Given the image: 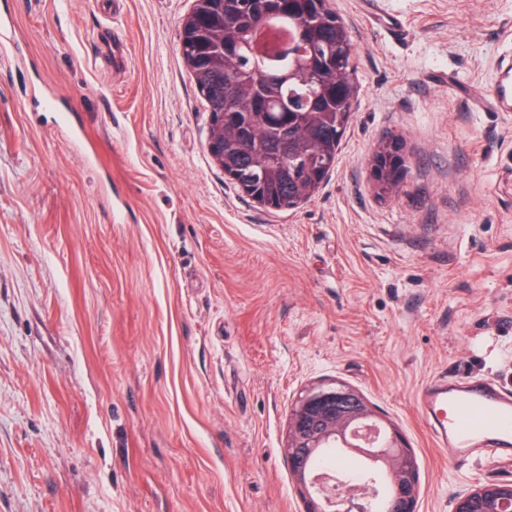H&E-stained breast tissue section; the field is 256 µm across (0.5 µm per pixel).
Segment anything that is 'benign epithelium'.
Returning a JSON list of instances; mask_svg holds the SVG:
<instances>
[{"label": "benign epithelium", "mask_w": 512, "mask_h": 512, "mask_svg": "<svg viewBox=\"0 0 512 512\" xmlns=\"http://www.w3.org/2000/svg\"><path fill=\"white\" fill-rule=\"evenodd\" d=\"M377 415L353 389L337 385L313 388L295 406L288 422V459L304 498L308 512H324L323 503L335 500L344 512H374L372 489L354 476L333 483L317 482L307 470L306 450L341 443L353 454L373 457L380 469L396 478L395 508L398 512H415L419 493L417 475L401 469L408 455L399 430L391 425L385 444L377 447L365 431ZM453 512H512V483L487 484L460 493Z\"/></svg>", "instance_id": "obj_1"}]
</instances>
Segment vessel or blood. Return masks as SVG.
<instances>
[{
  "label": "vessel or blood",
  "mask_w": 512,
  "mask_h": 512,
  "mask_svg": "<svg viewBox=\"0 0 512 512\" xmlns=\"http://www.w3.org/2000/svg\"><path fill=\"white\" fill-rule=\"evenodd\" d=\"M438 447L457 468L487 450L496 461H512V391L486 378H435L416 396Z\"/></svg>",
  "instance_id": "obj_1"
}]
</instances>
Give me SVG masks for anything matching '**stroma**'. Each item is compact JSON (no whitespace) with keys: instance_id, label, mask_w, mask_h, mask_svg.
I'll return each mask as SVG.
<instances>
[{"instance_id":"obj_1","label":"stroma","mask_w":512,"mask_h":512,"mask_svg":"<svg viewBox=\"0 0 512 512\" xmlns=\"http://www.w3.org/2000/svg\"><path fill=\"white\" fill-rule=\"evenodd\" d=\"M331 4L358 104L316 196L269 210L207 151L193 0H0L22 50L0 48V512H305L289 417L338 384L414 451L416 512L512 482L454 467L416 407L439 376L512 389V112L485 102L512 0Z\"/></svg>"}]
</instances>
